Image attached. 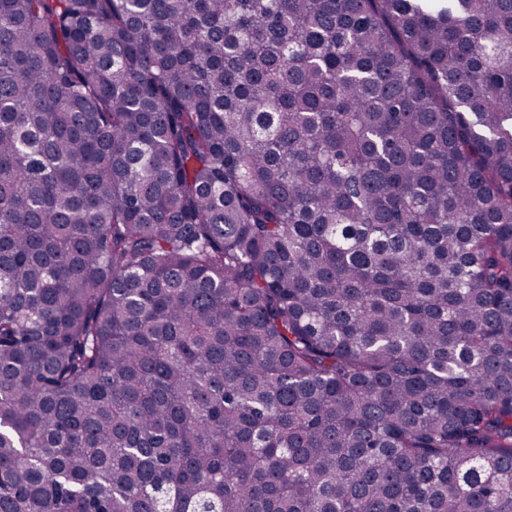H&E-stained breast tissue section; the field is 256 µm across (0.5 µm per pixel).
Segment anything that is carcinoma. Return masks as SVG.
I'll return each instance as SVG.
<instances>
[{
    "mask_svg": "<svg viewBox=\"0 0 512 512\" xmlns=\"http://www.w3.org/2000/svg\"><path fill=\"white\" fill-rule=\"evenodd\" d=\"M0 512H512V0H0Z\"/></svg>",
    "mask_w": 512,
    "mask_h": 512,
    "instance_id": "carcinoma-1",
    "label": "carcinoma"
}]
</instances>
